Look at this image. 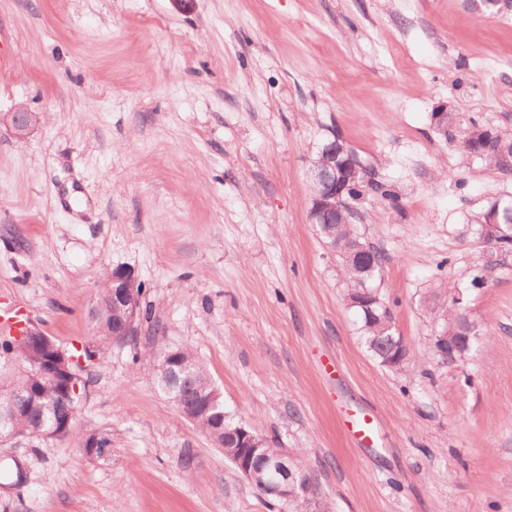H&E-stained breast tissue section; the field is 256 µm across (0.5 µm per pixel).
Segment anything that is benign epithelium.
Here are the masks:
<instances>
[{"instance_id":"benign-epithelium-1","label":"benign epithelium","mask_w":512,"mask_h":512,"mask_svg":"<svg viewBox=\"0 0 512 512\" xmlns=\"http://www.w3.org/2000/svg\"><path fill=\"white\" fill-rule=\"evenodd\" d=\"M39 117L20 108L13 112L0 113V126H5L17 139L26 138L39 124ZM483 149L496 154V167L503 173L512 174V139L500 131L489 132ZM368 179V171L357 155L344 143L336 139L326 145L313 161L310 168L312 196L310 219L319 224L325 234L331 233L334 224H344L343 212L348 208L345 191L349 183ZM481 234L491 245L499 244L503 239L512 238V212L505 222H500L498 210L486 214ZM368 247L358 243L351 250H340L344 261L359 266L365 264ZM138 283L127 269L116 267L107 275L106 287L112 289V311L119 316V330L113 332L123 341L138 331L141 315V301L137 292ZM22 345L39 351V359L33 363L43 376L58 382L68 394L80 393L79 383L82 377L74 366L78 361L58 346L41 329L34 325L23 326L18 335ZM472 336H454L442 334L436 338L435 349L442 357L461 356L470 349ZM179 370L188 373L191 363L177 356V352H163L158 371L160 379L167 380L170 372ZM170 401L180 414L189 422L197 423L201 415L212 418L213 427L209 438L216 448L222 449L224 455L232 458L241 475L253 485H261L269 494L284 502L303 498L307 503L316 501L315 492L308 487L304 479L297 476L289 465L288 453L281 448H273L269 440L261 434L251 432L245 425L233 431L224 429L223 413L216 411L219 393L212 391L207 403L200 407L186 405L179 392L167 390ZM31 405V394L14 392L8 381L0 383V443H8L21 437L13 430V423L18 413ZM81 447L87 455L105 458L109 455V445L104 435L96 431L84 434Z\"/></svg>"}]
</instances>
